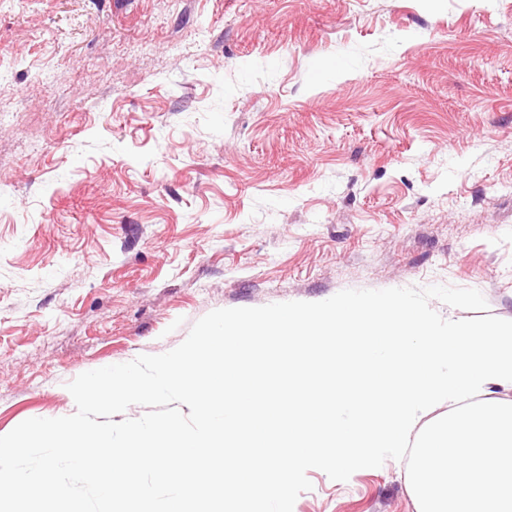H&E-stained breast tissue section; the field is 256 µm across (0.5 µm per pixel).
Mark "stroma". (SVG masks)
<instances>
[{"instance_id":"obj_1","label":"stroma","mask_w":512,"mask_h":512,"mask_svg":"<svg viewBox=\"0 0 512 512\" xmlns=\"http://www.w3.org/2000/svg\"><path fill=\"white\" fill-rule=\"evenodd\" d=\"M431 285L512 320V0H0V436L213 310Z\"/></svg>"}]
</instances>
